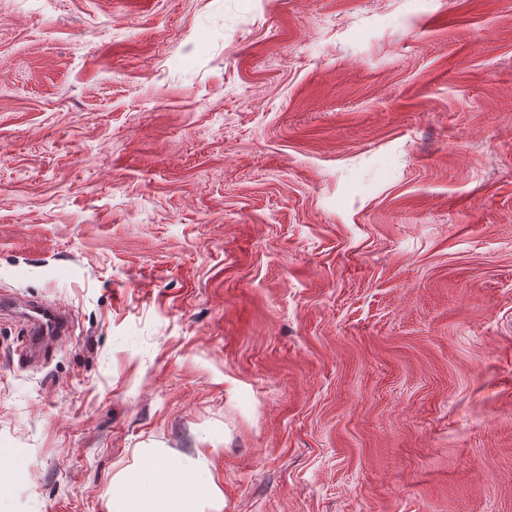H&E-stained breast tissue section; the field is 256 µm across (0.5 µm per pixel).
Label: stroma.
Returning a JSON list of instances; mask_svg holds the SVG:
<instances>
[{
    "label": "stroma",
    "instance_id": "35a3bbf8",
    "mask_svg": "<svg viewBox=\"0 0 512 512\" xmlns=\"http://www.w3.org/2000/svg\"><path fill=\"white\" fill-rule=\"evenodd\" d=\"M0 512H512V0H0ZM0 307L2 311L14 313L25 323L26 342L23 360L30 358L33 351L45 338L67 336L71 331V321L68 315L43 303L1 295ZM200 474L192 466L143 460L112 491V499L118 504L115 512H207L209 502ZM158 486L168 489L164 497L156 495Z\"/></svg>",
    "mask_w": 512,
    "mask_h": 512
}]
</instances>
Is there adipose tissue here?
Wrapping results in <instances>:
<instances>
[{"mask_svg": "<svg viewBox=\"0 0 512 512\" xmlns=\"http://www.w3.org/2000/svg\"><path fill=\"white\" fill-rule=\"evenodd\" d=\"M160 486L166 487L165 496L156 495ZM112 497L117 512H206L209 506L197 468L153 460L133 467Z\"/></svg>", "mask_w": 512, "mask_h": 512, "instance_id": "adipose-tissue-1", "label": "adipose tissue"}]
</instances>
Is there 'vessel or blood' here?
Returning <instances> with one entry per match:
<instances>
[{
	"mask_svg": "<svg viewBox=\"0 0 512 512\" xmlns=\"http://www.w3.org/2000/svg\"><path fill=\"white\" fill-rule=\"evenodd\" d=\"M0 309L23 320L26 327L24 353L28 356L45 338L65 336L71 331V321L65 312L39 302L4 295L0 297Z\"/></svg>",
	"mask_w": 512,
	"mask_h": 512,
	"instance_id": "obj_1",
	"label": "vessel or blood"
}]
</instances>
